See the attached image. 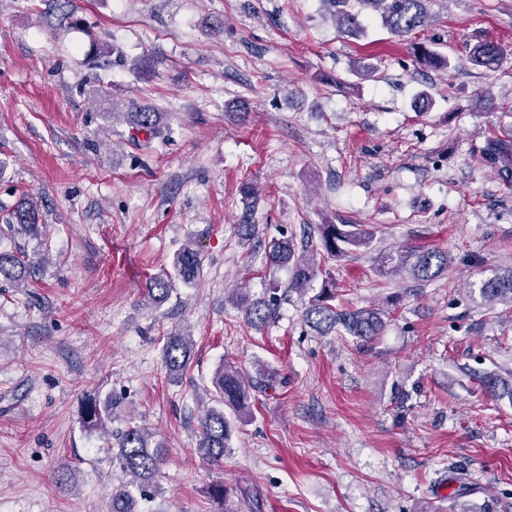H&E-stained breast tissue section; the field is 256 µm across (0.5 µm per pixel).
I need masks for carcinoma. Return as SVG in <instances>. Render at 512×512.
I'll return each instance as SVG.
<instances>
[{"instance_id": "cac0c4a2", "label": "carcinoma", "mask_w": 512, "mask_h": 512, "mask_svg": "<svg viewBox=\"0 0 512 512\" xmlns=\"http://www.w3.org/2000/svg\"><path fill=\"white\" fill-rule=\"evenodd\" d=\"M336 21L338 30L350 37L364 35L365 29L360 14L346 9L349 0H325ZM367 9L377 13L382 25L398 37H407L423 27L429 18L427 3L429 0H359ZM472 65L486 71L496 69L505 55L504 48L491 41L483 40L468 47ZM416 61L431 69L449 70L451 60L445 54L425 45L414 47ZM132 137L137 139L145 135L144 142L161 137L160 117L156 112L137 110L126 112ZM488 156L507 169L512 168V122L501 125L500 134L488 141ZM13 223L5 224L9 232H22L30 236L39 234V217L32 206L21 207L12 213ZM317 237L308 238L299 243L293 236L285 233L268 243L270 266L288 268L292 272L291 280L285 292L303 295L317 278L320 268L307 254L323 249L328 255L345 256L360 249H368L373 243V233L361 224H318ZM202 255L199 245L187 240L175 253L172 271L150 278L145 295L154 304L166 301L176 283L189 286L200 276ZM35 265L14 252H0V277L15 286L28 281ZM448 269V253L430 249L408 248L392 252L384 257L379 272L386 275H398L408 272L418 281H429ZM335 284L330 279L323 280L321 291L309 300L304 309L303 322L320 336L344 332L350 336L372 339L380 335L385 327L383 313L377 309L338 310L330 304L334 299ZM278 287L272 286L268 298H260L246 303L247 323L253 328L263 327L270 315L271 306L278 300ZM480 294L489 304H512V269L480 283ZM193 341L191 337L179 333L167 336L162 353L170 377H179L188 372L191 365ZM259 378L253 379L236 366L225 362L216 371L212 380L213 391L210 403L199 419V440L197 453L210 465L224 462V453L231 436V421L226 411H231L238 419L250 413V391L267 389L274 385L275 378L270 372L257 370ZM483 386L501 397L512 398V381L494 375L482 380ZM117 409V401L108 396L101 398L97 394H88L82 405L83 425L90 429H107L112 423V415ZM115 448L112 449V463L120 470V481L112 490L109 512H137L135 497L131 488H137L142 499L158 492L156 477L163 461L164 445L152 441V433L141 425L129 421L126 427L116 431ZM206 495L212 504L209 512H226L224 508L227 490L224 484H213L206 489Z\"/></svg>"}]
</instances>
